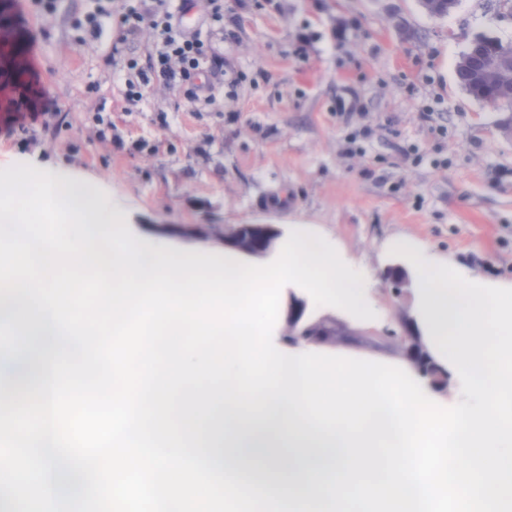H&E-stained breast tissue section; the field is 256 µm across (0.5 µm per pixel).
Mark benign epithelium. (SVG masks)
<instances>
[{"instance_id": "7a95c632", "label": "benign epithelium", "mask_w": 512, "mask_h": 512, "mask_svg": "<svg viewBox=\"0 0 512 512\" xmlns=\"http://www.w3.org/2000/svg\"><path fill=\"white\" fill-rule=\"evenodd\" d=\"M162 233L174 238L217 240L245 256H266L273 252L281 231L268 224H200L194 227L163 224ZM384 278L390 283L393 294L399 295L406 284L405 272L399 266L389 267ZM360 336L371 344L391 343L394 337L387 331H372L368 334L349 331L346 326L328 315L315 316L308 312L307 300L293 291L288 292V317L282 341L291 348L304 345H333L347 336ZM404 357L412 364L419 375H424L431 363L421 337L413 327V322L403 324L399 337Z\"/></svg>"}]
</instances>
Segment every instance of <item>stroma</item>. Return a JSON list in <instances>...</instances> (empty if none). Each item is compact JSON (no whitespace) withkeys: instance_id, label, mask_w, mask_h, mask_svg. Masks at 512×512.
Masks as SVG:
<instances>
[{"instance_id":"obj_1","label":"stroma","mask_w":512,"mask_h":512,"mask_svg":"<svg viewBox=\"0 0 512 512\" xmlns=\"http://www.w3.org/2000/svg\"><path fill=\"white\" fill-rule=\"evenodd\" d=\"M232 33L197 4L185 21L213 57L210 101L150 80L125 99L128 64L146 68L158 38L119 43L127 0H112L92 39L89 0H0L21 55L0 69V168L43 163L104 186L143 242L181 241L163 224L296 225L321 234L371 283V328L415 317L394 297L383 244L402 236L472 273L512 281V132L506 109L471 97L456 65L470 41L512 42V0H460L435 17L421 0H223ZM37 112L9 129L19 102ZM103 124H96L94 115Z\"/></svg>"}]
</instances>
